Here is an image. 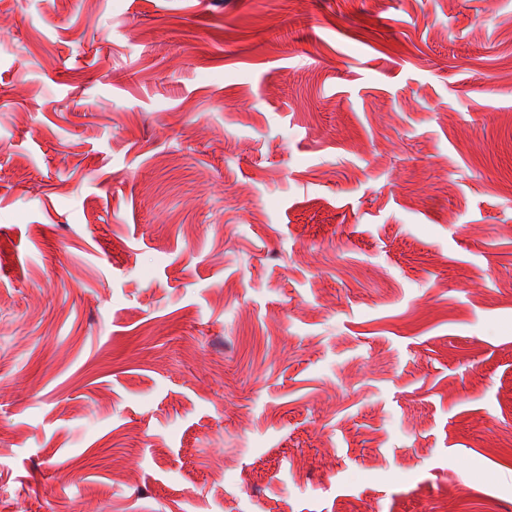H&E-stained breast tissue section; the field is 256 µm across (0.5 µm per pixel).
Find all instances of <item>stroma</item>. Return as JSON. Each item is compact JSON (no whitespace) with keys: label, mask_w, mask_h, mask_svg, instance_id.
Returning a JSON list of instances; mask_svg holds the SVG:
<instances>
[{"label":"stroma","mask_w":512,"mask_h":512,"mask_svg":"<svg viewBox=\"0 0 512 512\" xmlns=\"http://www.w3.org/2000/svg\"><path fill=\"white\" fill-rule=\"evenodd\" d=\"M7 512H512V0H6Z\"/></svg>","instance_id":"35a3bbf8"}]
</instances>
